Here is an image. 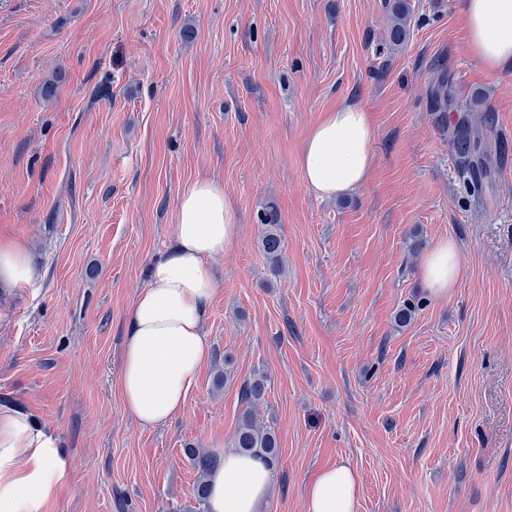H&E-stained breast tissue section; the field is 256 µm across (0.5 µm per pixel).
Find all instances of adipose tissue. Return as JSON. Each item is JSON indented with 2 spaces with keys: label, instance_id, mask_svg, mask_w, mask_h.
Wrapping results in <instances>:
<instances>
[{
  "label": "adipose tissue",
  "instance_id": "obj_1",
  "mask_svg": "<svg viewBox=\"0 0 512 512\" xmlns=\"http://www.w3.org/2000/svg\"><path fill=\"white\" fill-rule=\"evenodd\" d=\"M469 45L488 76L512 66V0H462ZM375 130L366 110L345 104L309 132L300 159L305 184L321 198H336L363 185L375 154ZM236 236L234 211L223 186L199 180L179 195L175 244L154 257L145 288L128 322L121 396L127 413L154 427L184 408L197 373L211 355L204 326L218 282L210 259ZM462 276L453 240L426 254L422 277L429 292L445 297ZM36 270L28 248L0 242V285L32 287ZM73 462L58 437L19 409L0 410V512H47L71 482ZM274 464L262 454L225 449L209 476L207 512H259L272 490ZM360 478L351 465L323 469L305 490V512H355Z\"/></svg>",
  "mask_w": 512,
  "mask_h": 512
}]
</instances>
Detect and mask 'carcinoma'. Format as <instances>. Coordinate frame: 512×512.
Listing matches in <instances>:
<instances>
[{
    "label": "carcinoma",
    "mask_w": 512,
    "mask_h": 512,
    "mask_svg": "<svg viewBox=\"0 0 512 512\" xmlns=\"http://www.w3.org/2000/svg\"><path fill=\"white\" fill-rule=\"evenodd\" d=\"M412 13L411 0H391L388 35L392 46L400 47L406 42ZM454 102L451 85L444 75H439L433 90V111L444 112ZM450 144L462 177L475 187L482 185L483 180L491 176L493 156L501 152V147L475 131L465 116L460 118L459 124L453 130ZM261 225L263 229L259 249L268 260L271 272L278 275L282 271V236L274 206L266 208ZM267 382V373L256 370L241 383L239 396L245 408L236 430L234 448L242 453L261 451L275 461L279 453L277 436L270 428L259 423L255 416V407L265 400ZM185 453L199 473L193 485L194 505L189 508V512H205L208 496L207 475L213 461L210 456L200 454L193 448L185 449Z\"/></svg>",
    "instance_id": "1"
}]
</instances>
